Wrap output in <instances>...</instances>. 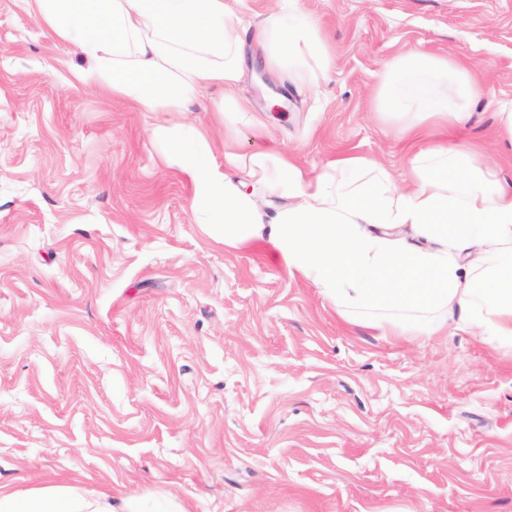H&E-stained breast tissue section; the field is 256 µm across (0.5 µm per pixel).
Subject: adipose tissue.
Wrapping results in <instances>:
<instances>
[{
    "mask_svg": "<svg viewBox=\"0 0 512 512\" xmlns=\"http://www.w3.org/2000/svg\"><path fill=\"white\" fill-rule=\"evenodd\" d=\"M36 18L58 43L89 62L77 78L154 116L151 136L165 163L192 186L196 223L221 230L224 248H257L289 274L311 281L347 322L383 336L431 335L447 326L512 338V182L479 151H461L428 129L459 124L481 96L469 71L445 56L390 62L375 110L409 143L403 182L365 156L345 153L311 172L278 151L241 153L242 128L262 130L239 82L245 43L274 74L317 83L334 56L317 21L296 0L247 31L245 0H34ZM432 80V101L408 105L399 85ZM216 88L231 110L224 146L188 118ZM223 159H216V152ZM283 198L275 212L269 197ZM0 512H148L128 498L66 488L0 490Z\"/></svg>",
    "mask_w": 512,
    "mask_h": 512,
    "instance_id": "adipose-tissue-1",
    "label": "adipose tissue"
}]
</instances>
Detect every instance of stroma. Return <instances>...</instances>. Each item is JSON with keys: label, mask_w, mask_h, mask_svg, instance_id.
<instances>
[{"label": "stroma", "mask_w": 512, "mask_h": 512, "mask_svg": "<svg viewBox=\"0 0 512 512\" xmlns=\"http://www.w3.org/2000/svg\"><path fill=\"white\" fill-rule=\"evenodd\" d=\"M326 78L240 93L268 147L318 171L354 152L401 173L373 109L393 59L451 58L484 90L459 139L502 159L512 0H300ZM29 0H0V486L172 494L192 512H512V345L387 337L309 281L195 223L152 113L74 79Z\"/></svg>", "instance_id": "stroma-1"}]
</instances>
